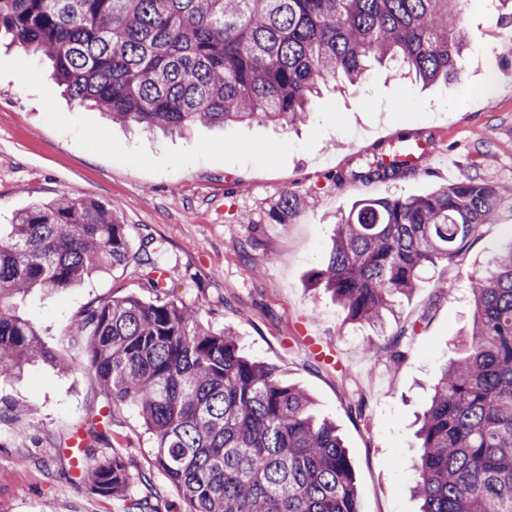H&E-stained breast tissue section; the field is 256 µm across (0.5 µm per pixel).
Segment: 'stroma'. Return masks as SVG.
<instances>
[{"instance_id":"35a3bbf8","label":"stroma","mask_w":512,"mask_h":512,"mask_svg":"<svg viewBox=\"0 0 512 512\" xmlns=\"http://www.w3.org/2000/svg\"><path fill=\"white\" fill-rule=\"evenodd\" d=\"M475 38L455 82L425 85L372 64L358 84L336 80L307 121L291 129L261 119L148 134L71 102L50 62L0 46V224L60 193L108 205L127 224L132 260L83 285L17 301L67 370L40 363L0 382V399L35 414L0 419V512H122L75 479L66 434L105 400L70 335L81 312L145 296L136 260L149 252L171 299L198 309L211 329L231 330L245 353L307 392L318 417L335 422L351 460L359 512H418L410 491L414 432L441 367L460 355L473 316L468 275L512 246V196L461 256L438 262L398 296L384 327L347 322L312 275L335 224L364 198H409L455 182L512 184V6L463 13ZM486 85L483 96L470 88ZM430 141L420 166L389 180L339 181L387 136ZM301 207L273 217L284 192ZM379 351L365 355L366 346ZM110 434L131 472L150 473L160 512H177L178 489L154 465L138 415L120 407Z\"/></svg>"}]
</instances>
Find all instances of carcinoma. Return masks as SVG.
<instances>
[{
    "label": "carcinoma",
    "instance_id": "obj_1",
    "mask_svg": "<svg viewBox=\"0 0 512 512\" xmlns=\"http://www.w3.org/2000/svg\"><path fill=\"white\" fill-rule=\"evenodd\" d=\"M460 0H0V35L42 52L67 95L121 124L175 132L264 118L295 126L329 81L369 64L428 84L463 70L471 35ZM400 168L379 155L347 175L370 182ZM512 187L468 181L414 198L363 199L342 217L315 284L350 321L375 325L423 272L461 255ZM284 193L273 212L296 213ZM130 258L127 225L102 202L67 194L0 230V378L63 364L11 301L61 293ZM150 300L128 295L76 320L89 368L110 404L133 407L181 512H358L353 467L336 425L300 387L241 352L230 331L169 298L144 259ZM475 314L462 355L445 365L416 435L421 512H512V247L471 275ZM75 435L95 460L92 489L123 512H158L150 479L106 454L91 422Z\"/></svg>",
    "mask_w": 512,
    "mask_h": 512
}]
</instances>
